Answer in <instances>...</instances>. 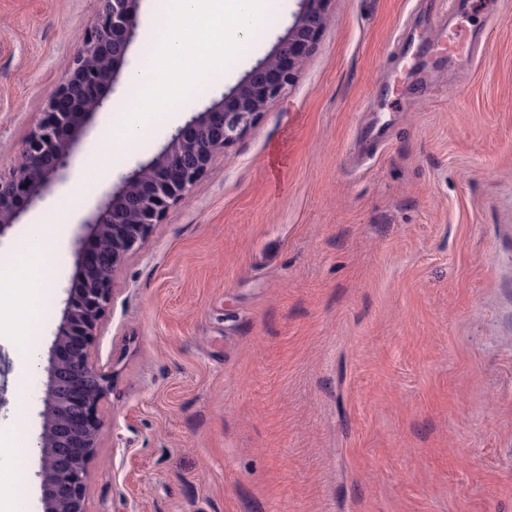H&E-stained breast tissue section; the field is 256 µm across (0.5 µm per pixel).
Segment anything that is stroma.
I'll list each match as a JSON object with an SVG mask.
<instances>
[{
  "instance_id": "35a3bbf8",
  "label": "stroma",
  "mask_w": 512,
  "mask_h": 512,
  "mask_svg": "<svg viewBox=\"0 0 512 512\" xmlns=\"http://www.w3.org/2000/svg\"><path fill=\"white\" fill-rule=\"evenodd\" d=\"M473 67L427 51L444 0H332L287 94L217 153L112 277L92 348L99 406L86 512H512V0ZM296 0L206 91L101 158L86 122L67 175L0 255L69 200L48 319L0 315V512H42L36 437L79 222L175 127L272 51ZM97 0H0V172L71 68ZM390 118L382 149L362 141ZM25 473L17 490L16 473Z\"/></svg>"
}]
</instances>
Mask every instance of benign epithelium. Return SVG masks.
<instances>
[{"label":"benign epithelium","mask_w":512,"mask_h":512,"mask_svg":"<svg viewBox=\"0 0 512 512\" xmlns=\"http://www.w3.org/2000/svg\"><path fill=\"white\" fill-rule=\"evenodd\" d=\"M142 0H98L72 70L56 85L42 122L29 134L20 161L0 176V238L49 188L63 180L81 138L80 120L112 107V85L128 62ZM331 0H300L286 35L221 99L191 116L164 150L121 177L83 221L94 257H77L83 286L70 291L55 333L42 398L41 455L44 512H85L88 466L101 427L100 401L110 378L91 346L112 302V275L140 246L168 207L182 200L213 157L230 147L286 94L315 47Z\"/></svg>","instance_id":"1"}]
</instances>
